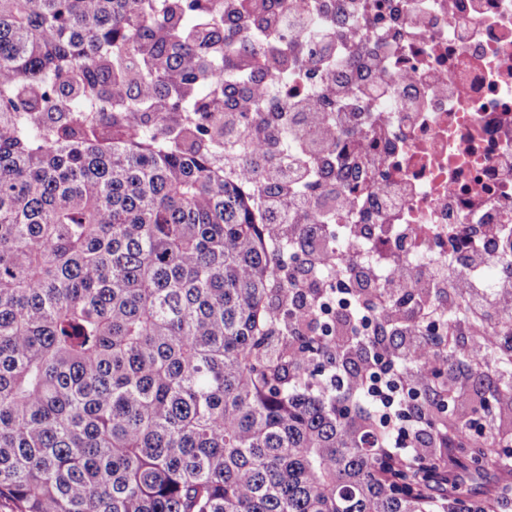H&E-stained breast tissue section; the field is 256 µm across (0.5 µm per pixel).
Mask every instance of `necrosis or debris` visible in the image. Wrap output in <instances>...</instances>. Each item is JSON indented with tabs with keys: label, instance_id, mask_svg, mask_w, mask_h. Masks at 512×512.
Here are the masks:
<instances>
[{
	"label": "necrosis or debris",
	"instance_id": "necrosis-or-debris-1",
	"mask_svg": "<svg viewBox=\"0 0 512 512\" xmlns=\"http://www.w3.org/2000/svg\"><path fill=\"white\" fill-rule=\"evenodd\" d=\"M224 30L239 35L268 28L272 53L303 47L304 71L280 72L272 86L277 123L263 132L241 127L285 160L282 139L295 125L286 90L319 94L347 77L338 112V142L360 147L352 197L392 188L396 207L351 206L337 224L355 225L359 247L343 266L367 269L382 282L386 255L407 267L452 266L457 250L485 227L499 234L484 262L512 258V0H226ZM386 65L384 85H365L368 61Z\"/></svg>",
	"mask_w": 512,
	"mask_h": 512
}]
</instances>
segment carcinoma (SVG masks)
<instances>
[{
	"label": "carcinoma",
	"instance_id": "1",
	"mask_svg": "<svg viewBox=\"0 0 512 512\" xmlns=\"http://www.w3.org/2000/svg\"><path fill=\"white\" fill-rule=\"evenodd\" d=\"M255 45L224 38L223 0H0V499L16 512H454L440 466L399 459L349 391L354 372L289 315L309 238L272 223L224 176V118ZM265 192L256 153L236 145ZM432 349L504 379L512 313L489 358ZM426 399L465 449L464 415ZM488 416L483 447L512 430ZM479 476L500 456H471Z\"/></svg>",
	"mask_w": 512,
	"mask_h": 512
}]
</instances>
